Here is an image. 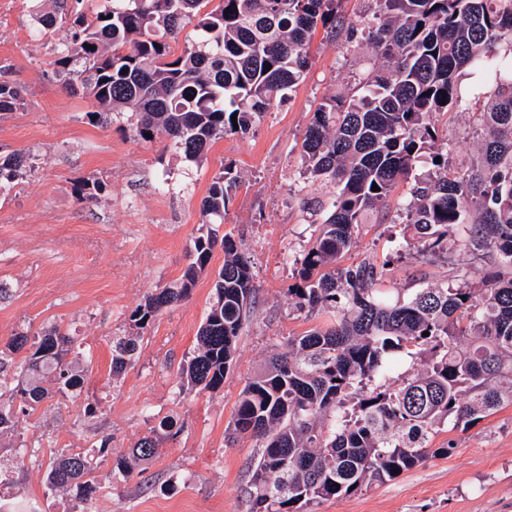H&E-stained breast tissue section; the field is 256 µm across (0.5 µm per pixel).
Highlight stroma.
<instances>
[{"label":"stroma","instance_id":"stroma-1","mask_svg":"<svg viewBox=\"0 0 512 512\" xmlns=\"http://www.w3.org/2000/svg\"><path fill=\"white\" fill-rule=\"evenodd\" d=\"M51 7V0H0V81L18 86L24 97L18 110L0 115V153L34 158L31 172L0 190V349L15 334L58 325L75 341L70 359L86 382L82 392L63 394L51 373H41L38 383L49 399L30 422L0 435L4 460L21 441L39 443L37 462L13 475L10 506L13 512H248L249 465L258 444L230 436L240 393L288 338L325 321L296 311L288 294L297 281L295 261L315 230L303 208V135L323 98L339 91L347 72L372 66L373 57L317 32L312 65L288 100L248 135L216 140L195 165L164 132L144 142L126 122L90 118L93 101L70 93L52 64L66 30L35 34V15ZM478 125L466 113L438 116L454 165L475 157ZM229 163L242 184L219 230L248 253L257 287L234 367L218 390L178 392L180 368L194 353L212 304V275L224 264L218 248L190 295L142 331L132 363L113 375V336L129 328L147 292L183 275L194 238L208 227L202 200ZM429 168L421 158L409 179L397 183L385 214L367 216L356 247L343 258L347 265L385 262L386 287L404 297L415 286L416 269L433 282L456 275L445 260L422 266L415 254L391 253V238L414 236L397 215ZM88 180L100 186L91 200L78 193ZM165 418L176 421L177 433L161 436L147 464L117 473L129 448ZM448 442L456 446L453 454L322 501L314 512H512V405L465 429L445 425L433 444ZM88 450L101 488L87 507L72 493L49 490L45 473L56 457Z\"/></svg>","mask_w":512,"mask_h":512}]
</instances>
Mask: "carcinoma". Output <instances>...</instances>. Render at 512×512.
<instances>
[{"label": "carcinoma", "mask_w": 512, "mask_h": 512, "mask_svg": "<svg viewBox=\"0 0 512 512\" xmlns=\"http://www.w3.org/2000/svg\"><path fill=\"white\" fill-rule=\"evenodd\" d=\"M209 2L112 0L90 19L84 0H56L55 11L35 20L45 35L69 25L53 65L67 70L72 93L93 98L97 110L88 116L124 118L142 141L162 130L193 163L212 142L249 132L288 99L311 67L318 28L345 33L375 57L369 70L351 76L346 92L319 104L301 145L310 181L333 192L310 212L318 229L288 294L296 310L322 312L327 322L271 354L246 382L233 418L231 438L261 442L250 512H310L452 454L451 442L432 447L448 420L465 428L512 405V0H369L368 13L355 20L338 13L336 0H219L205 13ZM190 24L193 43L172 57L171 42ZM473 73L491 86L483 97L462 86ZM22 105L18 88L1 82L0 112ZM472 110L483 132L475 164L458 170L448 151L433 153L440 162L416 181L402 223L415 229L422 263L448 256L457 226L471 225L458 250L486 263L481 287L466 274L451 286L427 284L421 274L420 287L402 297L380 287L384 267L373 261L341 265L367 214L385 208L421 153L435 147L433 117ZM32 167L29 155H1L0 188ZM239 183L230 164L213 177L202 201L213 223H224ZM218 245L224 266L214 277L213 303L198 348L181 368L190 389L224 385L251 317L250 257L232 234L210 228L199 235L182 277L131 314L143 330L185 299ZM71 350V337L57 327L18 333L0 350V434L27 423L48 397L38 386H12L8 377L51 368L59 391H81L84 379L67 361ZM136 350L137 337H113L112 373L123 372ZM421 355L423 369L399 373ZM174 427L164 419L139 438L121 472L151 459L158 430ZM27 459L37 461L36 450L0 462V512H12L3 491ZM99 485L87 452L58 457L47 473L49 489L68 490L87 505Z\"/></svg>", "instance_id": "cac0c4a2"}]
</instances>
